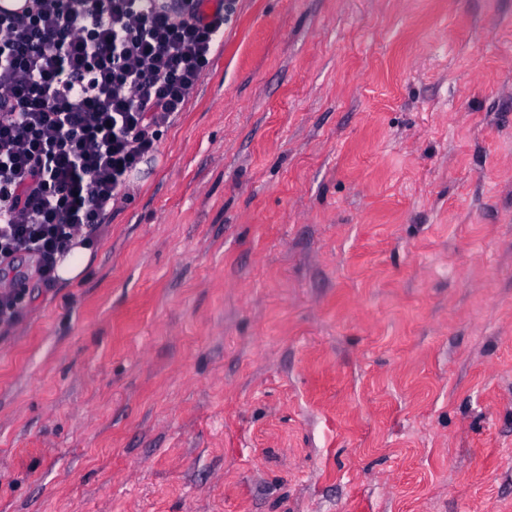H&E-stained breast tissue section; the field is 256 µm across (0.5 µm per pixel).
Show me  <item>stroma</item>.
I'll return each instance as SVG.
<instances>
[{"label":"stroma","instance_id":"obj_1","mask_svg":"<svg viewBox=\"0 0 512 512\" xmlns=\"http://www.w3.org/2000/svg\"><path fill=\"white\" fill-rule=\"evenodd\" d=\"M15 269L0 512H512V0H224L82 281Z\"/></svg>","mask_w":512,"mask_h":512}]
</instances>
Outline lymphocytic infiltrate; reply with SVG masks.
Masks as SVG:
<instances>
[{
    "label": "lymphocytic infiltrate",
    "mask_w": 512,
    "mask_h": 512,
    "mask_svg": "<svg viewBox=\"0 0 512 512\" xmlns=\"http://www.w3.org/2000/svg\"><path fill=\"white\" fill-rule=\"evenodd\" d=\"M224 30V0H25L0 12V264L93 236L157 152Z\"/></svg>",
    "instance_id": "obj_1"
}]
</instances>
